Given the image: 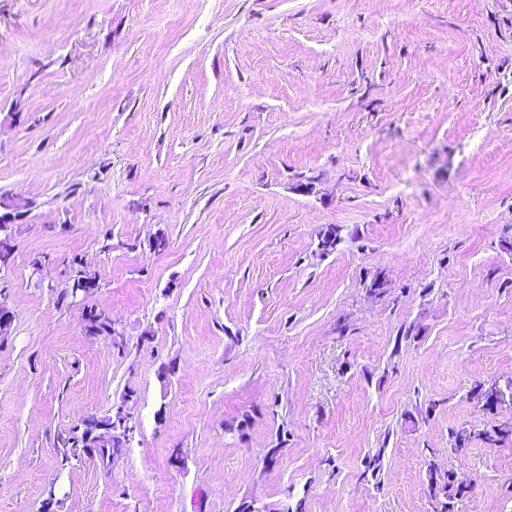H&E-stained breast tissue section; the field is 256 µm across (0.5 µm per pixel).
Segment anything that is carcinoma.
I'll return each instance as SVG.
<instances>
[{"mask_svg":"<svg viewBox=\"0 0 512 512\" xmlns=\"http://www.w3.org/2000/svg\"><path fill=\"white\" fill-rule=\"evenodd\" d=\"M341 231L342 228L336 225H331L323 231L318 243L322 253L328 254L336 250L342 241ZM85 318L89 328L96 334L110 337L114 344L122 345L123 337L114 335L112 316L107 311L91 306L86 308ZM128 443L129 436L120 431L112 433L107 439L100 437L94 428V417L89 416L79 424L57 434L54 447L57 461L62 468L83 456L97 458L103 466L108 467L115 459L121 457L122 449L127 447ZM428 486L430 497L440 506L436 512H453V500L463 489L455 475L450 472L442 476L431 467L428 470Z\"/></svg>","mask_w":512,"mask_h":512,"instance_id":"carcinoma-1","label":"carcinoma"}]
</instances>
